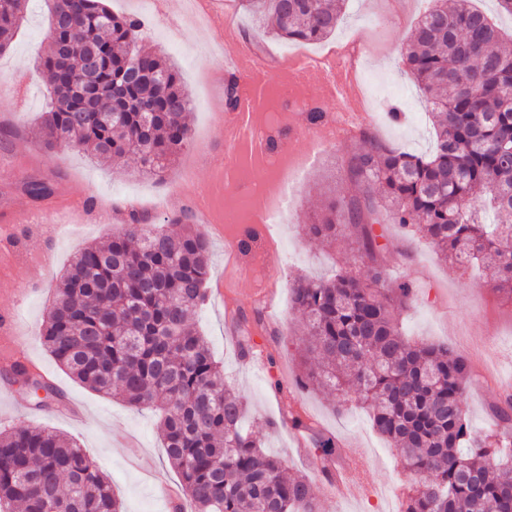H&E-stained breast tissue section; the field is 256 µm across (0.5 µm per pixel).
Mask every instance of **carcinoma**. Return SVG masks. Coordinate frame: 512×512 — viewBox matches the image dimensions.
<instances>
[{
	"instance_id": "carcinoma-1",
	"label": "carcinoma",
	"mask_w": 512,
	"mask_h": 512,
	"mask_svg": "<svg viewBox=\"0 0 512 512\" xmlns=\"http://www.w3.org/2000/svg\"><path fill=\"white\" fill-rule=\"evenodd\" d=\"M28 0L0 20V51L12 41ZM402 55L437 113L434 146L418 156L372 146L351 172L393 206V223L418 226L445 258L478 264L512 298V52L498 27L470 0H432ZM276 36L320 42L339 23L341 0H236ZM142 22L103 0H54L51 51L41 63L49 110L45 148L85 147L106 160L126 156L150 175L168 170L191 143L190 98L178 71L137 49ZM135 69L160 82L128 79ZM40 200L54 184L31 179ZM179 232L150 228L134 209L124 232L80 250L56 287L41 340L56 362L91 390L132 407L153 405L167 462L191 512H317L311 480L290 476L244 424V397L224 380L190 316L206 300L209 242L183 217ZM367 223L355 200L329 204L305 225L334 241ZM365 276L340 269L328 280H297L291 307L303 319L301 386L339 392L369 405L375 428L416 476L401 512H512V413L501 427L472 432L464 410L467 360L444 344L410 342L397 311L414 289L386 285L368 229L359 240ZM13 373L60 398L17 362ZM323 463L336 440L313 432ZM0 512H122L108 478L76 442L45 427L0 431Z\"/></svg>"
}]
</instances>
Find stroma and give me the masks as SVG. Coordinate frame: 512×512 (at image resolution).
I'll return each instance as SVG.
<instances>
[{"label":"stroma","mask_w":512,"mask_h":512,"mask_svg":"<svg viewBox=\"0 0 512 512\" xmlns=\"http://www.w3.org/2000/svg\"><path fill=\"white\" fill-rule=\"evenodd\" d=\"M113 13L143 22L141 49L175 64L191 98L192 143L160 177L133 165L98 160L90 151H47L38 134L49 93L38 65L50 51L52 0H28L11 45L0 52V430L43 426L75 440L109 477L123 512H170L166 497L181 491L180 478L164 455L160 423L149 408L136 410L120 398L92 391L61 369L40 340V329L60 274L75 253L106 243L120 230L117 222L90 216L109 208L126 213L136 206L146 223L159 224L166 211L158 201L180 197L183 210L206 206L208 219L198 228L210 243L207 299L192 322L207 339L225 377L247 399V422L262 437L266 451L288 473L306 474L297 433L288 423L300 416L314 429L335 436L339 458L354 470L358 496H328L314 485L319 512H395L413 484L396 452L372 426L363 407L339 411L335 393L301 388L302 320L290 308L288 289L295 279L331 277L344 266L363 274L358 232L344 229L336 244L310 239L305 226L325 211L331 199H363L362 186L350 172L351 158L371 143L418 155L433 145L431 108L400 65V54L431 0H347L335 33L321 42L297 43L263 35L251 15L236 11L238 32L262 37L271 55L268 87L256 115L279 151L311 155L312 163L297 186L285 223L260 238L255 249L233 256L231 233L220 220L224 210L240 209L251 188L225 180L222 124L217 110L224 101V58L216 48L224 38L218 24L182 0H106ZM360 43L359 93L365 101L366 131L344 129L343 102L323 100L316 78L283 82V58ZM320 102L336 132L322 153L313 151L307 112L296 101ZM402 117L392 120L389 107ZM29 177L51 180L54 193L34 201L21 189ZM373 232L377 262L389 287L412 283L415 297L402 312L400 327L413 341L448 344L463 355L472 382L465 409L472 428L493 429L492 407L512 393V299L503 296L481 270L462 269L433 250L414 228L392 222V209L376 201ZM250 320L252 359H242L235 343V315ZM26 358L62 393L48 411L36 410L18 382L3 374L13 361ZM279 422L278 430L267 427Z\"/></svg>","instance_id":"1"}]
</instances>
